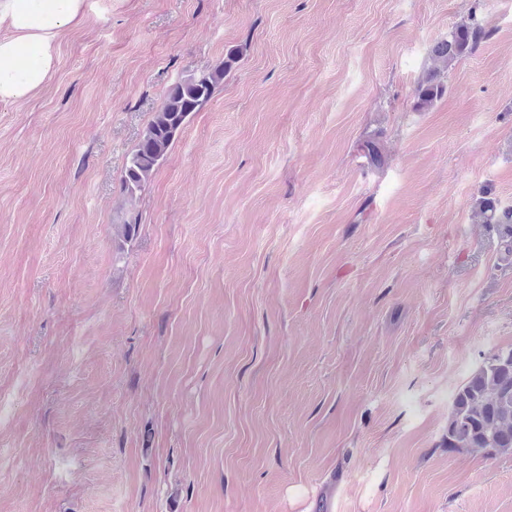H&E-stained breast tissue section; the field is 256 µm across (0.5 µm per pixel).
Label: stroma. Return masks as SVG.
Instances as JSON below:
<instances>
[{
	"instance_id": "obj_1",
	"label": "stroma",
	"mask_w": 512,
	"mask_h": 512,
	"mask_svg": "<svg viewBox=\"0 0 512 512\" xmlns=\"http://www.w3.org/2000/svg\"><path fill=\"white\" fill-rule=\"evenodd\" d=\"M226 60L123 193L169 88ZM484 196L512 206V0H87L0 103V512H512V455L445 445L512 348ZM487 36L484 28L474 18L470 22L456 25L445 39L435 45L433 54L442 63L426 73L419 82L416 91V105L423 110L430 107L445 91L444 79L454 62L472 53L479 43Z\"/></svg>"
}]
</instances>
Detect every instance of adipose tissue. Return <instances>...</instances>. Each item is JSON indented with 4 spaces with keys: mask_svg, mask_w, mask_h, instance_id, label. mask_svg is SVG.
<instances>
[{
    "mask_svg": "<svg viewBox=\"0 0 512 512\" xmlns=\"http://www.w3.org/2000/svg\"><path fill=\"white\" fill-rule=\"evenodd\" d=\"M84 18L85 0H0V102L40 91L56 71L61 35Z\"/></svg>",
    "mask_w": 512,
    "mask_h": 512,
    "instance_id": "1",
    "label": "adipose tissue"
}]
</instances>
